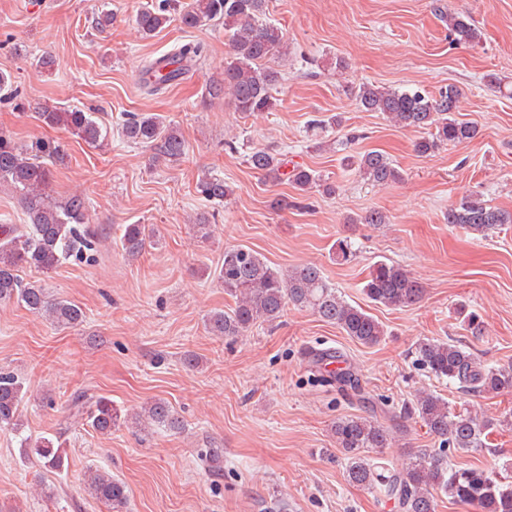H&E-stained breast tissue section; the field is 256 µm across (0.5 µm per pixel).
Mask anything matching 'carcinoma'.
Returning <instances> with one entry per match:
<instances>
[{
    "instance_id": "cac0c4a2",
    "label": "carcinoma",
    "mask_w": 512,
    "mask_h": 512,
    "mask_svg": "<svg viewBox=\"0 0 512 512\" xmlns=\"http://www.w3.org/2000/svg\"><path fill=\"white\" fill-rule=\"evenodd\" d=\"M266 0H160L142 9L135 23L146 37L162 30L171 12L179 14L187 28H197L212 21L224 25L232 49L224 65V79L209 85V94L230 96L235 110L242 113L269 112L276 106L273 90L281 73L267 62L282 55L287 41L281 27L264 19ZM448 28L460 43L479 39L476 26L468 16L448 14ZM201 50L185 44L157 58L146 66L152 77L148 86L159 92L175 80L186 63L196 61ZM358 106L367 112H380L402 128L429 131L415 144L421 155L448 145L472 142L478 128L454 117L459 108V91L448 85L432 95L419 89L379 88L362 84L355 92ZM38 119L49 127H62L88 144L104 139L102 129L92 116L78 109H61L48 101L36 104ZM123 138L134 145L153 150L152 160L174 163L186 151L181 131L156 114H127L121 127ZM63 159L58 142L36 139L20 145L10 136L0 134V183L19 194L27 223L0 224V303L17 302L38 317H45L59 327H76L85 314L77 304L52 299L42 285L24 282L19 270L30 268L48 274L64 263L90 265L97 262L101 236L86 224V200L80 195L59 198L50 189L49 163ZM253 169L275 181L284 179L306 192L320 185L321 178L311 169L295 166L283 170L284 159L266 149L248 155ZM360 174L374 185L398 182L402 173L388 156L378 150L359 155ZM197 192L208 201L222 202L233 194L224 180L209 170L199 175ZM448 223L466 232L488 238L504 224H512V214L490 205L478 192H471L448 209ZM147 241L146 225L125 224L121 227V247L129 258L142 254ZM216 279L234 306L209 315L208 333L217 337H239L254 326L272 324L293 305L312 311L323 321L336 325L362 345L378 344L385 329L381 322L360 306L345 300L329 283L316 265L296 266L289 270L272 267L254 250L244 246L224 249L222 265ZM362 291L373 303L388 308L408 307L419 302L424 288L402 265L378 260L369 267ZM414 362L434 377L459 385L467 393L501 394L512 392V365L485 367L471 350L453 339H423L412 351ZM324 381L338 389L359 388V378L343 369L329 372ZM22 382L8 370L0 368V430L20 437L21 455L35 461L47 471L64 467L66 451L57 436L32 438L22 435L24 421L20 409ZM73 415L96 433L109 435L112 429L127 422L128 415L101 397L95 401L77 394L71 402ZM403 417L419 420L438 447L417 451L402 467L389 469L374 461L368 452L392 445L390 430L360 416L341 417L332 425L336 447L346 461L350 483L370 489L398 504L400 512H437L438 496L475 512H512V483L498 480L494 473L480 468H455L448 464V450L468 453L487 447L494 422L470 409H453L447 400L431 391H421L401 407ZM143 426L180 431L184 425L169 404L154 400L135 415ZM87 488L107 512H128L125 485L110 472L90 467Z\"/></svg>"
}]
</instances>
